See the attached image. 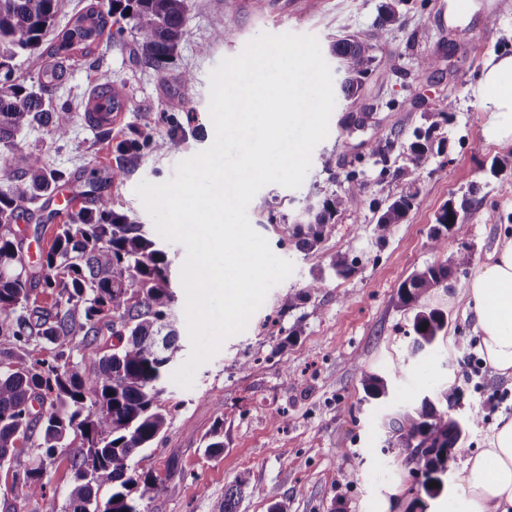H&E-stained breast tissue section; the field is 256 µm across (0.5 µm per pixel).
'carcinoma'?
Listing matches in <instances>:
<instances>
[{"mask_svg": "<svg viewBox=\"0 0 512 512\" xmlns=\"http://www.w3.org/2000/svg\"><path fill=\"white\" fill-rule=\"evenodd\" d=\"M60 0H0V145L12 147L8 157L14 179L0 191V462L15 457L19 440L41 426L44 455L52 457L70 435L81 437L82 446L73 455L74 480L69 492L71 512H91L98 505V491L107 486L112 493L103 512H136L132 494L153 491L157 478L140 473L129 461L153 445L164 433L166 416L157 400L163 392L164 372L181 349L179 336L170 320L175 292L170 282L165 252L156 247L141 224H131L125 214L112 207V200L99 196L93 207L74 209L42 258L46 272L41 277L21 274L19 243L13 224L30 214V204L63 179L38 166L31 155L15 147L19 132L34 123L50 127L57 141L67 139L72 109L67 103L53 106L43 93L58 85L72 52L83 57L103 35L121 41V22L132 24L138 39L139 60L158 71L166 69L185 35L186 0H108L99 11L88 4L71 17L61 30V40L43 45L46 31L55 23ZM397 19L396 5L389 3L376 26L382 39ZM330 55L343 73L341 94L359 95L377 62L374 45L353 36L337 38ZM25 57L28 67L38 72L39 90L13 78V61ZM438 124H431L416 140L402 146L407 163L387 167L393 147L390 141L368 144L361 161L368 157L380 166L378 182L399 179L412 187L421 175L420 162L431 152L430 141ZM169 147L142 132L118 144L120 150L157 152ZM416 194L387 200L377 219L378 230L386 233L401 223ZM353 198L333 194L318 209L308 208L307 218L293 224L297 247L310 250L324 238L331 220L346 209ZM468 234L465 215L443 205L431 231L432 250L447 247L448 233ZM470 251L459 253L453 264L434 263L414 271L399 286L400 302L414 305L422 294L446 285L449 278L468 266ZM56 300L51 309L28 312L37 290ZM107 329L118 344L89 371L68 361L49 365L38 357L39 341L56 345L59 356L69 349L73 337L97 336ZM447 315L438 309L420 310L413 319L416 334L412 352H417L445 335ZM360 372L365 393L372 399L388 395L387 379ZM42 409L33 412L34 403ZM399 442L421 438L423 462L416 468L418 492L430 499L445 489L448 471L462 451L463 428L448 409L437 408L428 397L389 422ZM43 462L23 468L22 486L29 497L43 500V512H57L54 499L46 497ZM438 486L432 488L430 484ZM248 486L238 478L224 490V502L216 512H237Z\"/></svg>", "mask_w": 512, "mask_h": 512, "instance_id": "1", "label": "carcinoma"}]
</instances>
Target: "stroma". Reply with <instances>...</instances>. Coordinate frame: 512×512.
<instances>
[{
  "label": "stroma",
  "mask_w": 512,
  "mask_h": 512,
  "mask_svg": "<svg viewBox=\"0 0 512 512\" xmlns=\"http://www.w3.org/2000/svg\"><path fill=\"white\" fill-rule=\"evenodd\" d=\"M386 2L269 0L268 12L259 15L242 0H187L186 34L165 70L140 64L130 29L120 44L103 43L93 56L71 60L50 94L52 102L66 101L75 109L68 139L54 141L38 124L16 139L46 169L65 175L33 204L32 221L20 225L19 250L28 273L41 274L42 257L68 220L55 211L61 194L74 193L78 205L88 207L97 197H111L131 223L153 230L135 188L144 180L160 184L173 178L178 162L211 146L209 74L222 59L237 56L263 32L311 34L323 47L346 35L372 39ZM491 14L496 24L489 28L485 19ZM219 20L232 30L231 40L213 41ZM433 53L435 70L420 71L419 58ZM504 53L512 54V0H471L462 14L452 10L451 0L399 4L396 22L376 45L378 65L357 98H337L328 135L314 148L301 186L269 184L250 202V225L275 255L292 262L293 272L269 291L245 330L226 339L198 370L193 388L165 381L158 405L166 431L130 462L158 479L156 490L140 501V512H213L225 487L240 477L250 489L237 512H268L275 502L287 512H388L393 494L412 503L418 485L405 477L414 468L409 450L388 443L386 418L455 389L461 404L451 414L465 425L463 453L470 456L482 448L498 415L512 414V380L487 367L479 373L473 368L477 338L459 300L470 269L419 299L417 307L448 316L444 339L419 353L411 351L416 307L402 306L397 295L412 272L452 260L457 252L470 250L473 266L481 265L498 239L512 233V143L487 137L491 106L478 93L486 65ZM187 74L192 82H184ZM105 82L124 85L129 104L117 125L100 130L85 122L82 106L91 88ZM449 100L456 108L421 162L414 207L380 236V210L386 199L404 192V184L378 182V166L367 161V188L358 194L346 170L370 142L386 139L396 143L390 167L402 165V144L435 121L438 105ZM137 130L173 146L148 154L117 150ZM326 153L336 156L334 171L321 166ZM333 193L354 196L355 202L337 214L313 250L297 249L288 219ZM449 201L464 205L469 232L449 236L446 250L437 253L430 230ZM271 204L286 222L268 223ZM492 211L493 222L487 219ZM337 255L350 262L348 275L331 268ZM316 277L322 280L317 293L281 312V297L303 291ZM247 359L250 370L239 371ZM365 371L388 378L387 397L366 399ZM287 372L289 384L283 381ZM473 413L481 414L479 423H469ZM217 428L224 450L206 455L204 438ZM39 441L32 434L19 443L16 458L0 464V512H42L16 481L17 471L40 455ZM80 445V438H69L67 447L45 461L47 493L58 512H70L71 461Z\"/></svg>",
  "instance_id": "obj_1"
}]
</instances>
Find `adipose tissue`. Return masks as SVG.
<instances>
[{"mask_svg":"<svg viewBox=\"0 0 512 512\" xmlns=\"http://www.w3.org/2000/svg\"><path fill=\"white\" fill-rule=\"evenodd\" d=\"M496 104L495 138H512V54L492 60L481 79ZM479 336V351L495 373L512 377V237L498 241L462 291ZM456 501L462 512H512V415L500 416L483 448L459 472Z\"/></svg>","mask_w":512,"mask_h":512,"instance_id":"obj_1","label":"adipose tissue"}]
</instances>
